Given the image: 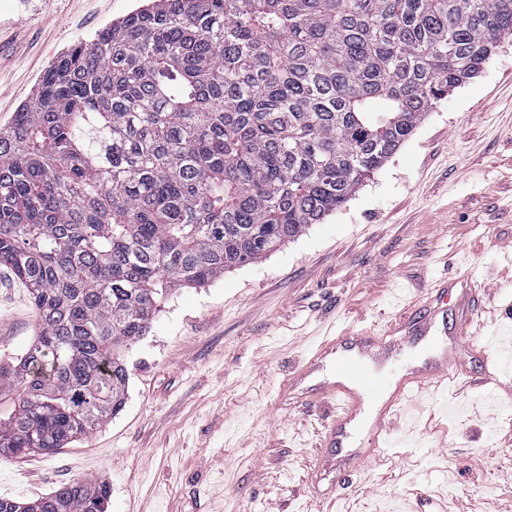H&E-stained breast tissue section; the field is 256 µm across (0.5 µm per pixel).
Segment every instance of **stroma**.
Listing matches in <instances>:
<instances>
[{
	"instance_id": "1",
	"label": "stroma",
	"mask_w": 512,
	"mask_h": 512,
	"mask_svg": "<svg viewBox=\"0 0 512 512\" xmlns=\"http://www.w3.org/2000/svg\"><path fill=\"white\" fill-rule=\"evenodd\" d=\"M141 0H0V129L49 66ZM512 36L428 112L341 208L259 262L173 292L124 352L123 410L50 453L0 455V496L106 480L107 512H512V392L448 386L395 425L380 460L312 476L331 400L284 397L327 335L393 342L405 308L471 272L485 333L512 376ZM27 289L0 266V360L37 335Z\"/></svg>"
}]
</instances>
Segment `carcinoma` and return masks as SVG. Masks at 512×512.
I'll list each match as a JSON object with an SVG mask.
<instances>
[{
    "mask_svg": "<svg viewBox=\"0 0 512 512\" xmlns=\"http://www.w3.org/2000/svg\"><path fill=\"white\" fill-rule=\"evenodd\" d=\"M512 35V0H152L78 41L0 130V266L35 342L0 365V452L124 406L123 349L168 295L341 207ZM76 478L0 512H107Z\"/></svg>",
    "mask_w": 512,
    "mask_h": 512,
    "instance_id": "cac0c4a2",
    "label": "carcinoma"
}]
</instances>
